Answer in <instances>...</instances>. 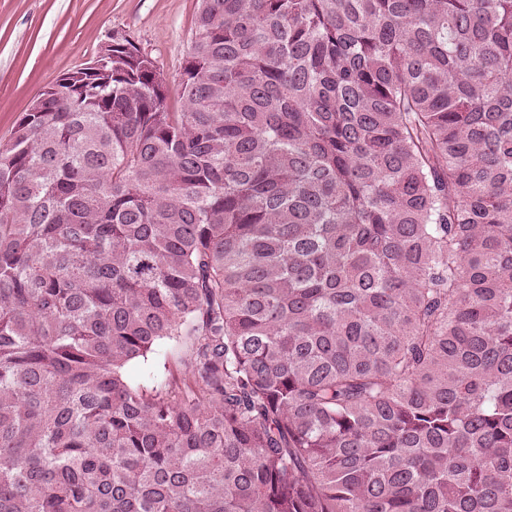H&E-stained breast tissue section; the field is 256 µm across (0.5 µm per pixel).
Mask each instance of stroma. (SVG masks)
I'll return each mask as SVG.
<instances>
[{
	"label": "stroma",
	"instance_id": "1",
	"mask_svg": "<svg viewBox=\"0 0 512 512\" xmlns=\"http://www.w3.org/2000/svg\"><path fill=\"white\" fill-rule=\"evenodd\" d=\"M196 0H0V144L21 112L61 74L96 55L111 36L132 40L176 79L187 52ZM190 352L165 344L129 366L132 383L184 371Z\"/></svg>",
	"mask_w": 512,
	"mask_h": 512
}]
</instances>
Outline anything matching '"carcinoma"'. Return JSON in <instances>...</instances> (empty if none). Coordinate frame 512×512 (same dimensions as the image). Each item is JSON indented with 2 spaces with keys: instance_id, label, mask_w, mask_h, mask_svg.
<instances>
[{
  "instance_id": "1",
  "label": "carcinoma",
  "mask_w": 512,
  "mask_h": 512,
  "mask_svg": "<svg viewBox=\"0 0 512 512\" xmlns=\"http://www.w3.org/2000/svg\"><path fill=\"white\" fill-rule=\"evenodd\" d=\"M176 90L0 148V512H512V0H198ZM190 352L182 344H165L156 349L146 362H137L129 366L128 377L134 384H146L155 378L178 375L184 371Z\"/></svg>"
}]
</instances>
